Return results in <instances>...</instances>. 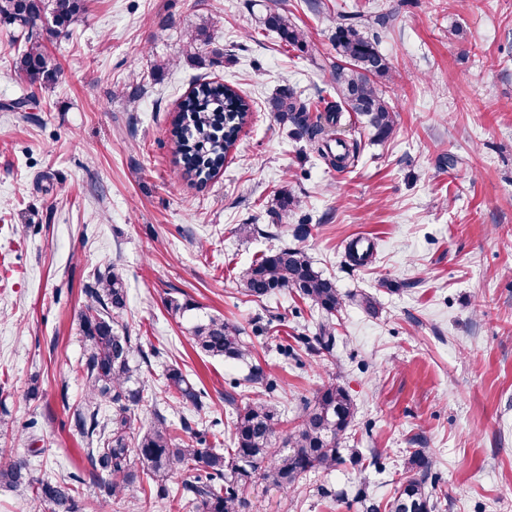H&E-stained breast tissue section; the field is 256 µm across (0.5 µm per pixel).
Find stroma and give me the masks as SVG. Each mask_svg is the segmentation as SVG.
I'll return each mask as SVG.
<instances>
[{
	"instance_id": "stroma-1",
	"label": "stroma",
	"mask_w": 512,
	"mask_h": 512,
	"mask_svg": "<svg viewBox=\"0 0 512 512\" xmlns=\"http://www.w3.org/2000/svg\"><path fill=\"white\" fill-rule=\"evenodd\" d=\"M319 2L88 0L84 21L47 43L59 80L36 91L14 72L18 30L0 25V448L36 475L87 466L71 427L84 397L78 313L116 265L147 392L180 367L222 420L231 381L257 367L276 380L267 399L284 432L329 381L354 400L335 470L287 491L253 482L248 512H363L359 495L394 497L416 449L433 462L437 512H512V0ZM271 10L304 30V48L261 25ZM356 11L393 16L377 42L397 127L383 141L356 129L359 159L336 172L266 102L288 85L335 99L331 17ZM201 27L210 43L190 54ZM203 77L235 85L252 114L223 170L197 187L179 173L171 131ZM26 94L24 111H5ZM287 185L297 204L279 219ZM356 239L373 247L360 267L346 262ZM285 244L347 298L331 352L300 342L322 317L309 301L239 291ZM173 298L197 313L172 315ZM207 315L241 328L249 363L192 346L188 329ZM287 344L297 358L281 354Z\"/></svg>"
}]
</instances>
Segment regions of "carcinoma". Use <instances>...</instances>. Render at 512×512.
Here are the masks:
<instances>
[{
	"label": "carcinoma",
	"instance_id": "carcinoma-1",
	"mask_svg": "<svg viewBox=\"0 0 512 512\" xmlns=\"http://www.w3.org/2000/svg\"><path fill=\"white\" fill-rule=\"evenodd\" d=\"M86 13V0H0V23L17 27L22 36L14 59L18 77L41 88L54 84L60 65L48 55L45 42L68 35ZM263 25L287 45L301 46L306 41L304 32L278 11L269 12ZM333 41L336 63L330 72L337 100L313 116L312 104L286 87L267 101V109L280 122L291 124L293 134L305 140L325 166L342 171L355 163L361 150L360 141L341 137L342 112L361 118L376 140L392 135L395 112L378 88L391 66L363 19L356 14L336 16ZM250 112V102L233 85L206 79L194 84L173 120L176 152L190 180L202 184L221 171ZM240 288L257 302L291 289L327 316L346 305L335 280L316 271L305 251L296 246L263 255L245 273ZM86 297L78 317L82 356L76 367L84 384V403L74 412L73 427L88 445L89 479L103 496L118 497L135 484L146 483L156 488L159 499L173 493L194 504L196 512H245L242 489L255 480L284 490L298 485L310 472L334 469L338 444L352 430L356 414L348 390L334 381L304 404L297 425L280 442L277 410L261 400L238 407L230 392L224 395L234 409L228 421L230 447L223 450L203 447L192 421L182 418L177 427L158 407L149 426L136 427L145 386L139 381L140 365L132 362V337L119 330L128 301L122 272L114 266L98 276ZM189 333L195 348L208 357L245 361L252 356L240 329L220 317L195 320ZM335 333L332 321L324 319L308 350L330 351ZM256 385L271 390L276 382L255 368L234 383L243 394ZM164 391L184 408L197 413L204 408V394L178 367L166 369ZM104 407L112 409L106 420L100 416ZM179 430L185 437H178ZM431 469L428 456L412 453L408 476L383 507L388 512H435ZM78 482L76 475L39 477L27 459L0 448V486L31 492L46 512H79ZM383 507L371 502L366 512H381Z\"/></svg>",
	"mask_w": 512,
	"mask_h": 512
}]
</instances>
